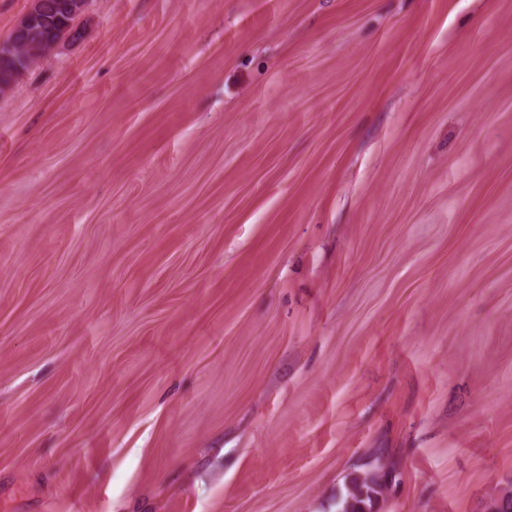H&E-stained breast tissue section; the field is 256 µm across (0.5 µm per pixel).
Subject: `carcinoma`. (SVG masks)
Wrapping results in <instances>:
<instances>
[{"mask_svg":"<svg viewBox=\"0 0 512 512\" xmlns=\"http://www.w3.org/2000/svg\"><path fill=\"white\" fill-rule=\"evenodd\" d=\"M78 4L79 0H44L43 11L32 18L29 39L22 44L10 37L0 41V95L14 88L17 73L27 67L30 59L49 52L47 45L75 21L74 8ZM393 472V464L379 456L354 469L336 492L335 512H375L391 487ZM481 512H512V483L487 498Z\"/></svg>","mask_w":512,"mask_h":512,"instance_id":"obj_1","label":"carcinoma"}]
</instances>
